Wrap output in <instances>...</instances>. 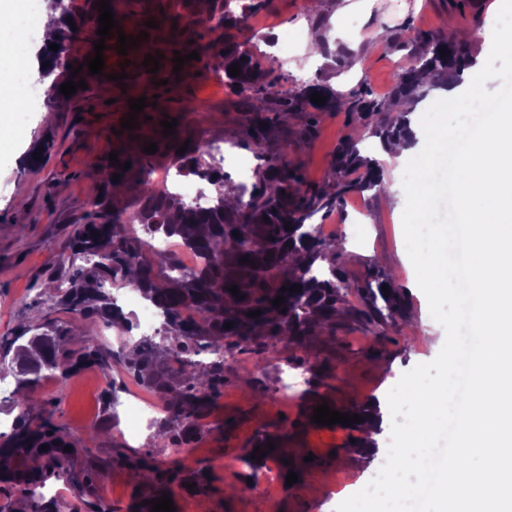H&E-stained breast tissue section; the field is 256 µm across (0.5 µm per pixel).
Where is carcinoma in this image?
<instances>
[{
	"mask_svg": "<svg viewBox=\"0 0 512 512\" xmlns=\"http://www.w3.org/2000/svg\"><path fill=\"white\" fill-rule=\"evenodd\" d=\"M46 2L63 21L56 40L59 49L50 52L47 61V69L56 76L45 102L52 109L64 100L59 88L70 64L68 46L76 36L83 37L88 47L94 46L99 12L98 0H89V12L74 20V31L69 25L68 8L59 0ZM261 8L256 0H208L205 13L194 10L185 17L159 14L157 19L176 25L171 30L174 49L188 55L198 49L202 38L215 31L212 20H218L224 28L237 27ZM480 37L477 29L468 31L463 40H445L432 33L417 36L420 49L412 56L411 64L399 68L387 99L362 89L346 100L311 81L302 87L284 86L273 93L267 77L276 59L266 52L257 55L239 45L224 44V68L235 63L240 67L237 77L224 73V82L246 94L247 135L262 149V164L255 171L257 183L225 187L236 199L232 208L226 206L221 195L209 208L197 209L143 177L138 182L139 208L115 210L110 204L111 189L124 182L127 172L116 165H93L104 194L88 202L89 222L72 231L67 244L69 259L79 260L81 265L69 286L59 289L54 302L81 329L84 346L78 351H60L57 338L67 329L48 314L15 336L0 337V360L10 356L24 371L15 376L11 392L22 415L15 420L8 440L0 445V456L48 458V465L42 469L10 472V482L34 492L70 456L65 451L70 442L52 416L30 405L32 384L56 373L65 379L85 365L111 367L112 353L102 346L95 330L99 324H112L121 316L112 294L104 288L108 280L137 289L161 311L160 340L151 337L135 342L125 367L141 385L165 399L168 416L159 423L158 434L175 445L179 444L176 436L200 430L204 411L224 388V361L203 363L196 356L208 349L215 353L231 351L242 343H252L275 356L279 354L278 344L299 343L334 325L338 304L348 288L347 279L343 265L337 262L336 244L316 235L314 220L335 210L349 193L384 192L387 185L379 162L362 156L358 142L351 138L340 143L332 158L333 179L308 185L300 165L283 163L277 134L309 139L315 131L314 113L343 108L381 145L395 138L410 142L413 133L409 114L430 88L461 83L463 73L474 64L468 46ZM191 39L195 43H189ZM442 50L448 55H440ZM315 92L326 97L325 103L316 105L311 101L310 95ZM295 113L309 114V121L290 132L286 118ZM262 122L266 127H260ZM174 164L179 176L205 178L211 184L224 181L221 160L197 144L190 143L184 154L174 155ZM115 173L119 175L116 183L111 180ZM287 222L289 231L284 228ZM93 231L99 236L91 235ZM234 231L238 236L232 235ZM160 238L179 240L196 253L199 266L180 269L175 258L163 251L155 252L152 263H140L138 256ZM242 257L253 260L254 266L240 263ZM230 285L238 286L240 295H232ZM292 285L301 286V291H281ZM280 294L283 303L272 305L271 300ZM379 295L384 297L386 307L404 309L405 299L398 290L376 293L370 288V311L363 315L370 317L379 311ZM258 309V317L247 316ZM227 322L232 323L228 330L223 328ZM44 444L49 448L39 450Z\"/></svg>",
	"mask_w": 512,
	"mask_h": 512,
	"instance_id": "obj_1",
	"label": "carcinoma"
}]
</instances>
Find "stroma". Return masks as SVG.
I'll use <instances>...</instances> for the list:
<instances>
[{"label":"stroma","mask_w":512,"mask_h":512,"mask_svg":"<svg viewBox=\"0 0 512 512\" xmlns=\"http://www.w3.org/2000/svg\"><path fill=\"white\" fill-rule=\"evenodd\" d=\"M462 9L463 0H430L420 13L398 9L395 0H329L320 10L315 0H266L261 14L272 33L299 30L308 39L317 33L338 35L336 50L312 59L296 48L292 60L277 64L268 79L277 85L286 79H318L347 97L365 88L387 96L418 33L469 29ZM162 65L172 85L168 92L102 79L77 90L58 111L8 114L4 131L12 141L0 151V335L38 321L54 303L52 286L76 274L62 254L74 226L88 220V200L100 194L94 163L121 148L136 152L141 132L162 133L163 117L179 119L189 142L222 144L251 165L259 164V151L246 135L241 95L228 85L212 84L215 70L196 82L174 74L171 59ZM143 96L156 98V106L137 115V129L114 132L115 112ZM185 100L196 106L198 118L181 120ZM353 134L347 112H322L309 140L291 137L282 149L287 160L300 163L306 182L316 185L331 178L336 147ZM359 137L362 152L380 160L388 190L348 195L335 211L342 226L354 208H362L369 245L358 249L345 237L337 239L351 297L341 305L333 328L288 344L278 360L268 362L254 352L249 361L225 369V394L208 406L200 433L179 448L157 436L156 424L128 438L121 434L122 422L113 421L105 403L108 389H116L123 405L152 396L125 370L128 349L113 348L118 362L110 369L87 366L63 381L42 379L33 399L51 413L77 451L61 474L47 480L46 498L0 484V512H39L43 506L49 512H139L140 501L163 488H144L127 464L131 458L161 471H179L180 481L170 488L176 512H335L344 480L379 471L385 459L360 452L359 430L317 425L314 409L324 403L350 408L385 402L404 372L432 361L431 339L444 337L445 330L423 308L400 231L402 215L393 205L406 163L386 161L377 138ZM381 283L405 294V309H382L378 321L363 318L366 305L359 294ZM408 336L417 337V344L405 345ZM285 371L299 382L289 400L277 397ZM91 433L96 436L92 442L87 439ZM267 442L278 447V454L264 458L262 467H250L254 448ZM285 446L292 449L297 482L271 492L244 489L246 479L260 480L263 466L281 465Z\"/></svg>","instance_id":"stroma-1"}]
</instances>
